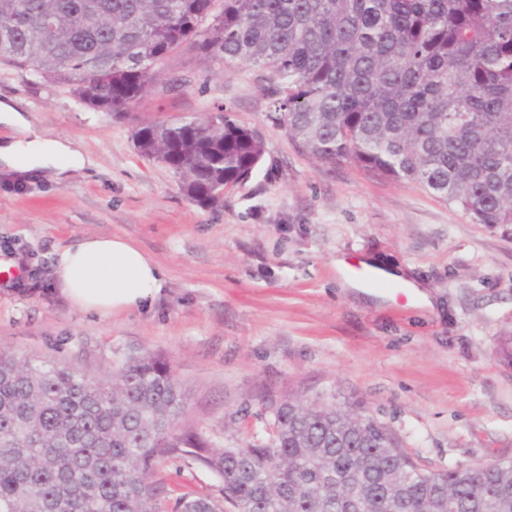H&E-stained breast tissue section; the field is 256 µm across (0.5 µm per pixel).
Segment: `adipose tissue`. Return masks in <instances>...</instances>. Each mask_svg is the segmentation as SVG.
<instances>
[{"instance_id":"1","label":"adipose tissue","mask_w":512,"mask_h":512,"mask_svg":"<svg viewBox=\"0 0 512 512\" xmlns=\"http://www.w3.org/2000/svg\"><path fill=\"white\" fill-rule=\"evenodd\" d=\"M0 124L13 131L0 139V171L16 181L67 182L92 164L77 141L35 134L14 100H0ZM54 275L64 298L102 317L141 306L164 282L160 266L138 246L105 235H89L64 248Z\"/></svg>"}]
</instances>
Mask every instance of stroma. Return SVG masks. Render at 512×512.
<instances>
[{
  "mask_svg": "<svg viewBox=\"0 0 512 512\" xmlns=\"http://www.w3.org/2000/svg\"><path fill=\"white\" fill-rule=\"evenodd\" d=\"M156 68L181 90L156 91L117 118L0 64V99L93 161L65 184L0 173V257L23 270L0 281V347L93 377L119 357L165 355L187 418L227 447L269 440L268 399L320 395L361 404L424 468L512 462V367L496 355L512 329V229L474 223L416 182L304 153L269 120L259 68L209 66L190 50ZM218 111L259 129L265 153L223 205L205 208L133 134L145 121ZM87 235L144 250L165 271L159 294L106 318L68 302L53 265ZM340 259L395 270L431 306L343 287ZM161 474L172 497L222 488L187 459Z\"/></svg>",
  "mask_w": 512,
  "mask_h": 512,
  "instance_id": "stroma-1",
  "label": "stroma"
}]
</instances>
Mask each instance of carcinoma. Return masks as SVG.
Here are the masks:
<instances>
[{
    "mask_svg": "<svg viewBox=\"0 0 512 512\" xmlns=\"http://www.w3.org/2000/svg\"><path fill=\"white\" fill-rule=\"evenodd\" d=\"M261 68L269 119L314 159L410 179L477 224L512 227V0H0V63L118 117L184 47ZM136 148L197 204H224L265 153L226 115L149 121ZM497 355L512 365V330ZM167 358L105 378L0 349V512H163L155 472L190 458L223 499L171 512H512V464L430 471L356 404L269 401L272 440L224 448L180 421Z\"/></svg>",
    "mask_w": 512,
    "mask_h": 512,
    "instance_id": "1",
    "label": "carcinoma"
}]
</instances>
